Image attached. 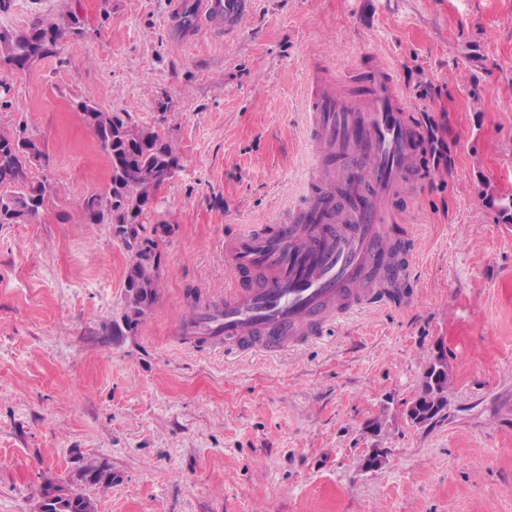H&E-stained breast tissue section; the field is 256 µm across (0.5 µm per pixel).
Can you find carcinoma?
<instances>
[{"label": "carcinoma", "mask_w": 512, "mask_h": 512, "mask_svg": "<svg viewBox=\"0 0 512 512\" xmlns=\"http://www.w3.org/2000/svg\"><path fill=\"white\" fill-rule=\"evenodd\" d=\"M79 16L71 12L60 21L34 23L28 30L0 33V58L28 67L56 47L63 35L77 28ZM79 110L92 128L98 146L107 156L111 177L108 190L84 201L87 224H110L114 235L133 253L125 273L123 324L137 326L156 299L155 241L141 221L162 181L173 175L178 157L164 134L153 127L134 124L113 112H104L89 97ZM44 154L29 137L0 133V224H21L36 218L45 205L46 185L28 181L30 167ZM84 483L112 486V470L105 464L86 466ZM55 512H95L93 500L78 487L55 486Z\"/></svg>", "instance_id": "carcinoma-1"}]
</instances>
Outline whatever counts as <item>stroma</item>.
I'll return each instance as SVG.
<instances>
[{
  "instance_id": "35a3bbf8",
  "label": "stroma",
  "mask_w": 512,
  "mask_h": 512,
  "mask_svg": "<svg viewBox=\"0 0 512 512\" xmlns=\"http://www.w3.org/2000/svg\"><path fill=\"white\" fill-rule=\"evenodd\" d=\"M231 37L169 21L173 0H10L0 33L74 12L80 27L23 72L0 60V132L46 156L40 215L0 224V512L106 462L97 512H512V0H250ZM389 65L433 120L432 179L400 200L418 276L403 311L373 309L277 354L173 333L230 276L224 237L305 199L303 111L316 60ZM164 132L179 157L144 222L155 302L121 322L131 254L83 221L108 162L77 103ZM448 405L401 410L436 354ZM383 449L388 463L361 469Z\"/></svg>"
}]
</instances>
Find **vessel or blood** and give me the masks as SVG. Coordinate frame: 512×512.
I'll list each match as a JSON object with an SVG mask.
<instances>
[{
	"instance_id": "vessel-or-blood-1",
	"label": "vessel or blood",
	"mask_w": 512,
	"mask_h": 512,
	"mask_svg": "<svg viewBox=\"0 0 512 512\" xmlns=\"http://www.w3.org/2000/svg\"><path fill=\"white\" fill-rule=\"evenodd\" d=\"M194 8L207 31L229 36L250 4L194 0ZM304 109L313 158L304 203L279 223L225 237L232 285L180 324L184 343L277 353L364 310L409 306L400 284L416 246L394 226L393 209L402 188L430 182L421 117L381 63L347 78L311 65Z\"/></svg>"
}]
</instances>
